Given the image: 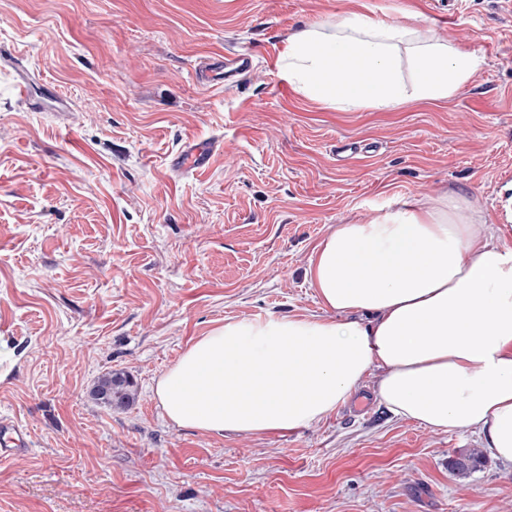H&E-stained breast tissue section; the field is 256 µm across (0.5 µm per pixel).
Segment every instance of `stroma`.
<instances>
[{"mask_svg":"<svg viewBox=\"0 0 512 512\" xmlns=\"http://www.w3.org/2000/svg\"><path fill=\"white\" fill-rule=\"evenodd\" d=\"M350 13L479 68L394 111L295 92L275 66L288 37ZM241 44L251 77L196 80ZM0 46V415L32 442L0 459V512H512V466L457 476L480 438L392 415L372 375L326 419L265 435L177 426L155 394L227 319L321 314L306 271L336 225L452 195L505 223L512 0H0ZM23 72L41 109L17 98ZM189 138L224 148L182 174ZM111 371L137 385L128 407L91 394Z\"/></svg>","mask_w":512,"mask_h":512,"instance_id":"35a3bbf8","label":"stroma"}]
</instances>
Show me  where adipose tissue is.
<instances>
[{"label": "adipose tissue", "instance_id": "ef3b65f1", "mask_svg": "<svg viewBox=\"0 0 512 512\" xmlns=\"http://www.w3.org/2000/svg\"><path fill=\"white\" fill-rule=\"evenodd\" d=\"M413 47L414 81L400 78ZM276 67L288 85L340 110L448 100L476 72L469 52L417 40L368 15L304 25ZM312 317L228 320L189 345L155 394L177 425L264 434L321 421L368 374L393 415L433 431L476 433L512 465V243L470 200L389 207L340 224L317 247Z\"/></svg>", "mask_w": 512, "mask_h": 512}]
</instances>
